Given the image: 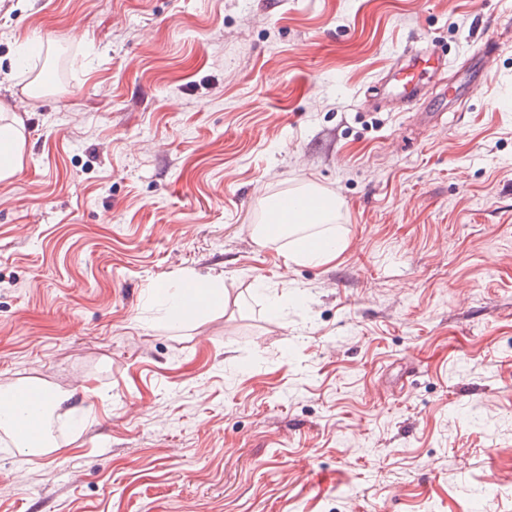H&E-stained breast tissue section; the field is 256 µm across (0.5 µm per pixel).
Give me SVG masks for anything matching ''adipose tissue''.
Masks as SVG:
<instances>
[{"label": "adipose tissue", "mask_w": 512, "mask_h": 512, "mask_svg": "<svg viewBox=\"0 0 512 512\" xmlns=\"http://www.w3.org/2000/svg\"><path fill=\"white\" fill-rule=\"evenodd\" d=\"M23 131L18 122L0 117V180L17 174L23 166ZM346 242L338 235L326 230L296 237L291 254L294 259L325 264L336 260L344 251ZM224 294L218 277L192 275L187 277L182 288L170 294L168 310L171 319L185 321L205 308L223 305ZM16 384L0 390V430L23 444L30 456H43L55 450L56 445L43 434V423L69 402L73 391H46L40 398L38 411L16 405Z\"/></svg>", "instance_id": "obj_1"}]
</instances>
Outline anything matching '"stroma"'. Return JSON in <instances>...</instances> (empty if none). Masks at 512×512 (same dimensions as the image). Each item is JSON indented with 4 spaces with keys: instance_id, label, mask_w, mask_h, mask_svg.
<instances>
[{
    "instance_id": "obj_1",
    "label": "stroma",
    "mask_w": 512,
    "mask_h": 512,
    "mask_svg": "<svg viewBox=\"0 0 512 512\" xmlns=\"http://www.w3.org/2000/svg\"><path fill=\"white\" fill-rule=\"evenodd\" d=\"M0 106V385L91 387L0 512H512V0H0ZM23 131L18 122L0 114V180L17 174L23 166ZM333 198L321 194L312 195V204L306 207L298 196H283L273 201V208L288 220L290 216H302V220H314L319 213L332 207ZM345 247L346 241L338 234L320 229L296 237L292 242L291 254L297 260L325 264L336 260ZM181 288L169 296V316L175 321H186L204 308L224 305L219 276H187Z\"/></svg>"
}]
</instances>
